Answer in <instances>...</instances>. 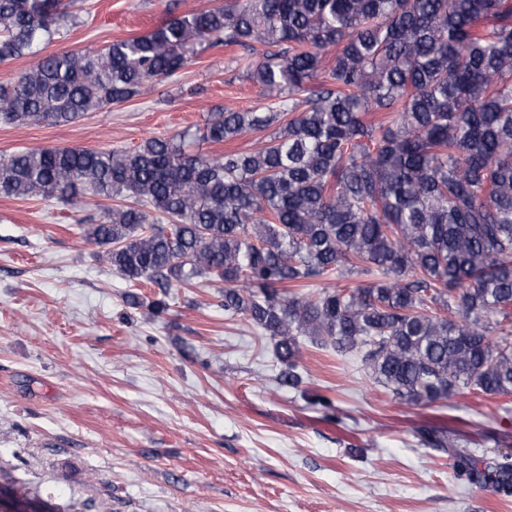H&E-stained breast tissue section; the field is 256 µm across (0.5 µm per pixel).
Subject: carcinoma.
Segmentation results:
<instances>
[{"label":"carcinoma","mask_w":512,"mask_h":512,"mask_svg":"<svg viewBox=\"0 0 512 512\" xmlns=\"http://www.w3.org/2000/svg\"><path fill=\"white\" fill-rule=\"evenodd\" d=\"M75 0H0V63L27 56ZM242 46L273 103L216 108L195 134L133 150L26 148L0 197L118 199L86 237L132 286L224 283V314L269 337L283 387L299 337L361 357L400 401L512 396V0H222L99 49L45 56L0 86V122L70 123L140 94L197 45ZM333 273L352 288H297ZM420 442L512 496V454L487 462L447 431ZM269 133L270 131L267 130L265 132H253L250 134H246L245 136H242L241 138L235 140L231 144H224V146L199 140L195 143L194 148L199 152L209 154L222 153L227 148L247 151L258 146Z\"/></svg>","instance_id":"cac0c4a2"}]
</instances>
